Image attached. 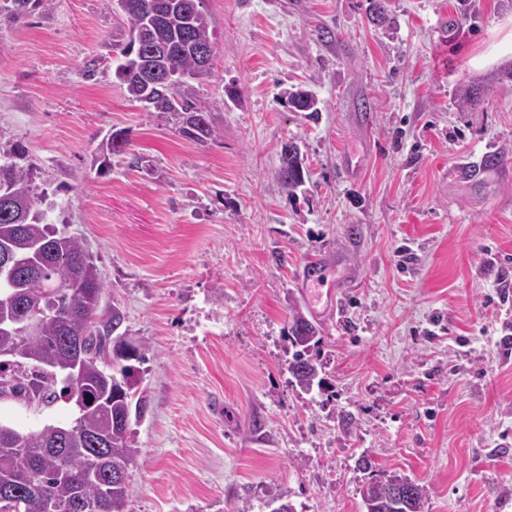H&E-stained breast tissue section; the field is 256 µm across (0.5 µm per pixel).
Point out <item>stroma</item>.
I'll list each match as a JSON object with an SVG mask.
<instances>
[{"instance_id": "obj_1", "label": "stroma", "mask_w": 512, "mask_h": 512, "mask_svg": "<svg viewBox=\"0 0 512 512\" xmlns=\"http://www.w3.org/2000/svg\"><path fill=\"white\" fill-rule=\"evenodd\" d=\"M200 8L215 51L190 90L221 130L205 147L120 85L105 0L0 22V141L24 147L50 223L103 274L102 306L150 348L126 512H363L383 471L427 485L425 512H512V179L460 170L512 160V61L472 64L512 0H387L381 25L370 0ZM299 86L317 119L285 106ZM116 130L127 153L101 158ZM313 254L337 306L303 277ZM293 305L323 336L326 390L288 372ZM75 413L0 398L23 433ZM288 146V155L284 153V147ZM278 179L281 186L288 192H293L303 183L304 170L297 143L284 142L279 154Z\"/></svg>"}]
</instances>
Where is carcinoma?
<instances>
[{
  "mask_svg": "<svg viewBox=\"0 0 512 512\" xmlns=\"http://www.w3.org/2000/svg\"><path fill=\"white\" fill-rule=\"evenodd\" d=\"M137 12H122L128 25L126 42L119 45L123 62L116 76L136 102L174 122L185 139L204 147L215 141L217 129L206 106L189 92L185 78L211 73L214 38L211 21L199 9V0H142ZM52 0H0V21L21 23L35 11H45ZM149 27L152 39L142 44L138 32ZM462 103L476 107L481 89L459 87ZM295 112L313 118L320 108L307 89L286 92ZM129 145L127 134L115 131L107 149L120 155ZM288 153L279 154L278 179L293 193L304 179L297 143H283ZM24 154L22 146L0 142V251L30 256L41 275L26 268L11 280L0 275V295L17 291L6 303L0 300V317L24 318L36 310L42 326L35 336H20L11 322L0 323V397L27 399L50 405L60 398L75 403L80 426L47 423L31 433L0 424V512H51L64 506L80 512L86 502L98 504V512H125L126 488L120 484L115 465L123 471L137 462L131 423L149 408L146 390L139 388V365L147 361L149 348L142 344L128 355L111 345L123 323L117 307L100 308L105 281L83 243L63 234L48 222L47 211L28 172L14 162ZM292 348L288 372L304 391L323 384L322 365L315 352L322 343L318 327L294 307L288 316ZM22 357L32 365L25 375L11 368L10 359ZM77 370L81 385L72 387L65 376ZM118 379L112 393L99 398L102 372ZM109 440L97 451L98 439ZM407 478L382 473L359 490L365 512H424L428 487L412 482L411 497L400 505L393 495L397 482Z\"/></svg>",
  "mask_w": 512,
  "mask_h": 512,
  "instance_id": "1",
  "label": "carcinoma"
}]
</instances>
